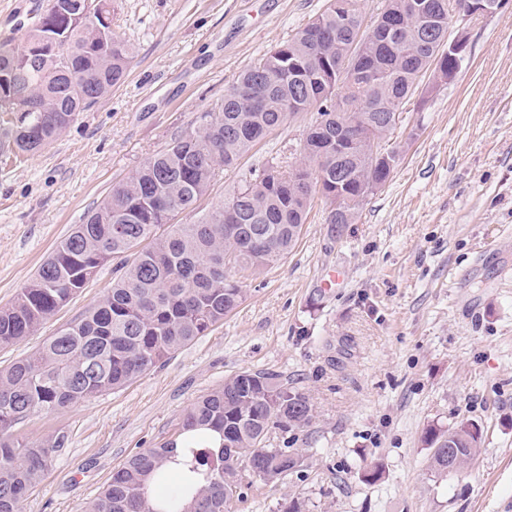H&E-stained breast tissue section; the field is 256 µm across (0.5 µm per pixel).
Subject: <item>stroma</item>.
<instances>
[{"instance_id": "stroma-1", "label": "stroma", "mask_w": 512, "mask_h": 512, "mask_svg": "<svg viewBox=\"0 0 512 512\" xmlns=\"http://www.w3.org/2000/svg\"><path fill=\"white\" fill-rule=\"evenodd\" d=\"M47 0H0V37L20 42ZM327 0H112L132 51L125 80L20 161L0 153V306L10 304L84 214L170 140L200 123L239 73L322 13ZM305 112L223 171L204 206L252 169L298 156ZM401 153L355 223L321 199L288 256L223 323L126 387L31 416L20 437L63 434L22 512H79L132 454L176 436L200 397L244 370L279 374L312 417L266 444L303 464L274 483L244 475L233 512H512V6L471 25L453 82L415 92L389 138ZM342 284L322 287L329 270ZM112 267L0 369L95 304ZM475 422L481 443L438 476L429 428Z\"/></svg>"}]
</instances>
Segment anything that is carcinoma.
<instances>
[{
	"label": "carcinoma",
	"instance_id": "1",
	"mask_svg": "<svg viewBox=\"0 0 512 512\" xmlns=\"http://www.w3.org/2000/svg\"><path fill=\"white\" fill-rule=\"evenodd\" d=\"M335 0L238 76L194 129L147 159L75 225L13 303L0 307V348L21 343L51 321L88 284L89 268L113 264L112 287L36 351L0 370V512H21L67 439L28 442L17 427L133 382L177 350L206 335L244 298L231 268L259 275L297 241L315 195L329 204V224H352L390 163H373V146L392 130L427 73L449 65L448 15L468 0H383L393 24L362 32L361 0ZM70 0H48L22 46L0 43V113L22 100L46 105L19 117L26 137L0 122V144L35 154L78 112L94 108L127 72L131 51L100 22L112 0H91L80 22ZM318 118L304 134L301 160L250 173L204 213L198 203L219 170L302 112ZM306 394L269 371H241L198 399L177 438L147 448L112 473L82 512H232L242 472L275 481L302 456L269 448L274 428H302L311 418ZM219 437L210 447V434ZM426 442L435 472L462 467L480 443L469 420L431 428ZM191 449L177 491L163 470L177 444ZM159 496L154 497L150 485Z\"/></svg>",
	"mask_w": 512,
	"mask_h": 512
}]
</instances>
